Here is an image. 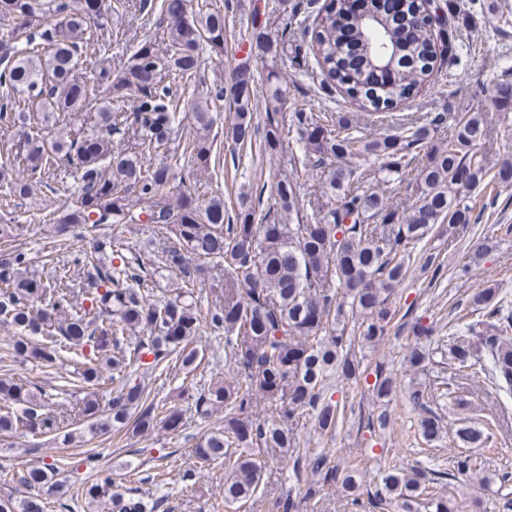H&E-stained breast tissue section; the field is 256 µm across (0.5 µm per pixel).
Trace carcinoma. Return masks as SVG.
Segmentation results:
<instances>
[{
    "label": "carcinoma",
    "instance_id": "carcinoma-1",
    "mask_svg": "<svg viewBox=\"0 0 512 512\" xmlns=\"http://www.w3.org/2000/svg\"><path fill=\"white\" fill-rule=\"evenodd\" d=\"M188 0H163L160 22L165 24V46L150 40L139 42L128 67L117 73L102 59L90 19L96 24L131 9L130 0H0V19L13 22L0 37V72L7 90L16 95L14 119L25 123L21 103L39 101L46 135L22 133L11 151L25 169L40 177L55 175L64 160L74 169L77 186L71 201L50 217L55 224L58 247H73L72 228L134 223L130 195L150 202L145 224L174 228L182 245L164 253L158 263L176 269L183 290L165 301L152 299L142 265H133L121 254L108 234L95 238L93 251L82 253L78 269L55 271L54 281L44 284L28 275L26 254L0 248V321L16 329L5 344L0 362L42 360L54 366L62 354L81 358L75 375L80 387L124 381L128 370L158 366L174 354L181 369L191 373L201 358L189 340L206 326L224 332L229 362L236 368V382H212L200 393L197 406L207 414L224 409V428L204 436L195 448L196 457L210 464L224 462V503L256 502L263 485L265 466L249 449L280 450L293 460L296 480L309 479L305 499L311 501L324 487L347 493L349 512L383 509L393 503L402 512H458L456 499L434 493L433 479L420 466L407 467L402 460L383 457L379 486L363 498L357 476L361 462L337 460L329 454L300 453L289 424L296 412L310 414L316 428L328 434L346 417L333 400V377L360 380L374 376L377 399L395 393V380L385 362L357 359L355 344L373 345L405 324L391 325L395 318L390 296L406 280L409 264L418 258L425 274L440 268L439 254L418 248L436 224H448V234L470 224L472 206L468 193L481 186L487 174L479 151L486 136L483 113L464 115L448 135V146L429 149L416 168L417 202L400 219L374 192L351 187L352 172L338 168L328 185L336 205L326 208L315 224L298 219L295 224H262L251 195L239 193L235 220L226 219L224 194L198 204L176 181V170L207 169L214 141L216 112H228L221 123L224 141L234 145L252 142L256 98L252 58L275 62L288 57V27L273 38L253 9L250 25L241 42L248 44L246 57L237 61L224 84L209 95L184 98L165 84L167 79L190 83L203 65L204 54L224 61L226 54L224 12L199 10L187 15ZM371 17L361 22L351 13L347 0H324L307 40L294 51L313 55L326 86L339 89L364 108L381 111L412 98L431 74L445 39L435 36L430 0H407L394 27L381 9V0H370ZM263 149L273 153L283 142L285 125L279 121L285 90L273 72L266 75ZM93 111L96 122L88 133H69L58 125L62 112ZM188 111L196 136L170 148L172 135ZM305 152L322 162L324 157L345 158L361 150L383 160V171L398 174L405 166V150L424 145L432 129L420 127L404 136L386 135L364 143L354 135L347 114L321 123L313 112L299 108L290 116ZM133 130L134 146L121 145L126 131ZM166 151L170 163L153 168L147 160ZM298 182L283 177L273 188L280 210L288 216L300 213ZM32 181L21 173L0 168V205L8 207L16 197H26ZM217 258L224 264L227 281L246 287L224 289V302L208 316L201 315L194 293L206 285L208 268L185 256ZM119 260L114 265L113 260ZM490 333L475 325L470 336L456 340L448 350V367L454 376L470 377L484 364L496 392L512 398V307L503 303L489 313ZM146 333L135 346L127 335ZM414 345L407 354L413 369L422 368L430 356L428 329L415 324ZM40 334L42 344L30 336ZM257 396L281 401L279 412L263 421L249 416ZM436 395L415 387L408 393L411 406L424 414L421 435L428 443L441 439L440 418L432 408ZM47 392L34 393L10 379H0V434L19 430L34 436L55 435L63 421L50 410ZM159 404L139 385L122 386L107 407L88 395L82 400L87 431L103 436L135 418V428L149 433L159 426L172 431L180 423L175 410L158 413ZM489 436L476 426L460 421L453 432L455 449L448 456V476H466L480 484H498V512H512V472L490 474L470 450L484 448ZM85 463L94 469L91 484L76 489L84 498L86 512H155L149 503L115 488L112 468ZM60 469L41 462L20 471L0 469V482L16 483L34 490L59 484ZM34 496L0 499V512H42Z\"/></svg>",
    "mask_w": 512,
    "mask_h": 512
}]
</instances>
